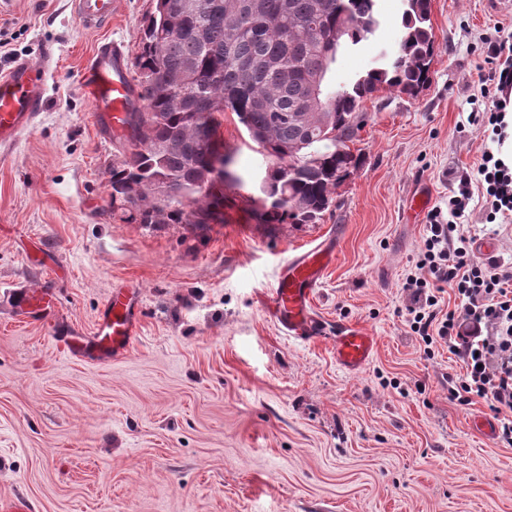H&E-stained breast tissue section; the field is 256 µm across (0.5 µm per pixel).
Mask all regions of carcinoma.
I'll list each match as a JSON object with an SVG mask.
<instances>
[{"mask_svg": "<svg viewBox=\"0 0 512 512\" xmlns=\"http://www.w3.org/2000/svg\"><path fill=\"white\" fill-rule=\"evenodd\" d=\"M403 35L395 56L339 88L329 73L336 48L326 38L356 18L345 34L353 46L380 26L376 0H154L139 32L133 62L142 108L128 113L112 164V215L136 224L216 221L224 195L205 185L224 152L216 113L236 114L260 153L273 161L254 212L262 224H318L343 177L360 161L350 143L362 105L382 89L416 95L428 81L436 51L431 0H403ZM323 76L331 121L317 127L303 113L310 79ZM305 114L298 121L297 114ZM166 182L165 208L145 191ZM198 189L186 204L183 192Z\"/></svg>", "mask_w": 512, "mask_h": 512, "instance_id": "1", "label": "carcinoma"}]
</instances>
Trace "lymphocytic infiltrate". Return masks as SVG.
Returning <instances> with one entry per match:
<instances>
[{
	"label": "lymphocytic infiltrate",
	"instance_id": "lymphocytic-infiltrate-1",
	"mask_svg": "<svg viewBox=\"0 0 512 512\" xmlns=\"http://www.w3.org/2000/svg\"><path fill=\"white\" fill-rule=\"evenodd\" d=\"M478 171L492 213L512 217V168L484 152ZM408 276L410 327L425 346L445 343L465 365L451 394L469 402L480 398L501 415L503 442L512 445V266L474 260L470 239L433 209L424 247ZM451 288L454 309L441 311L437 293Z\"/></svg>",
	"mask_w": 512,
	"mask_h": 512
}]
</instances>
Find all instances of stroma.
Listing matches in <instances>:
<instances>
[{
	"label": "stroma",
	"instance_id": "stroma-1",
	"mask_svg": "<svg viewBox=\"0 0 512 512\" xmlns=\"http://www.w3.org/2000/svg\"><path fill=\"white\" fill-rule=\"evenodd\" d=\"M152 0H120L112 22L82 28L71 0H10L0 69L51 49L48 103L33 132L0 155V497L40 512H512V447L488 402L462 403L449 378L462 362L427 355L408 323L425 238L408 215L469 189L449 219L491 259L512 263V223L494 225L475 183L494 143L473 113L500 98L478 80L489 46H512V0H431L437 51L414 97L383 90L363 104L351 146L360 165L319 224H262L251 210L270 166L232 112L220 133L232 162L219 222L147 227L112 216L108 184L121 156L97 128L80 77L104 40L139 53ZM402 0H378L375 36L341 52L331 81L397 50ZM336 255L313 300L327 325L377 339L361 371L337 365L330 339L286 336L257 300L289 256L320 243ZM139 294L128 355L76 362L53 330L90 335L113 287ZM52 289L53 324L15 316L20 295Z\"/></svg>",
	"mask_w": 512,
	"mask_h": 512
}]
</instances>
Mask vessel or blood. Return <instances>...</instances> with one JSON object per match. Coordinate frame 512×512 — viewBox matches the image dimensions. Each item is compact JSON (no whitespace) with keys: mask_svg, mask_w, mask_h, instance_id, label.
<instances>
[{"mask_svg":"<svg viewBox=\"0 0 512 512\" xmlns=\"http://www.w3.org/2000/svg\"><path fill=\"white\" fill-rule=\"evenodd\" d=\"M76 18L83 28L108 25L119 0H73ZM47 62L16 59L0 73V146L12 145L21 135L33 132L44 109L47 88ZM82 88L92 101L94 118L101 129L119 132L127 112L140 106L131 61L123 44H101L89 59ZM332 256L314 249L288 258L282 266L276 287L268 300L275 322L295 338L311 341L321 338L325 328L311 311V297ZM50 300L42 292H25L18 301V312L28 320L38 318ZM140 306L136 293L127 286L113 288L101 309L92 337L76 334L56 337V347L81 362L110 363L124 358L138 333ZM337 364L357 372L372 358L375 339L365 329L340 325L332 339Z\"/></svg>","mask_w":512,"mask_h":512,"instance_id":"1","label":"vessel or blood"}]
</instances>
